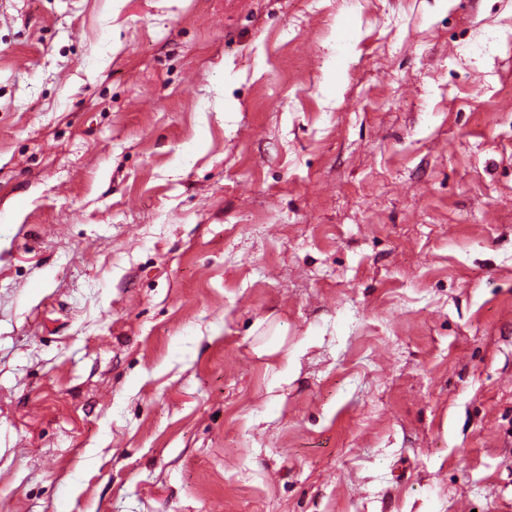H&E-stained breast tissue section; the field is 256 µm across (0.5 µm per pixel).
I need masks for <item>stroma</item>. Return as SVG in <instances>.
I'll list each match as a JSON object with an SVG mask.
<instances>
[{
  "label": "stroma",
  "instance_id": "obj_1",
  "mask_svg": "<svg viewBox=\"0 0 512 512\" xmlns=\"http://www.w3.org/2000/svg\"><path fill=\"white\" fill-rule=\"evenodd\" d=\"M0 512H512V0H0Z\"/></svg>",
  "mask_w": 512,
  "mask_h": 512
}]
</instances>
